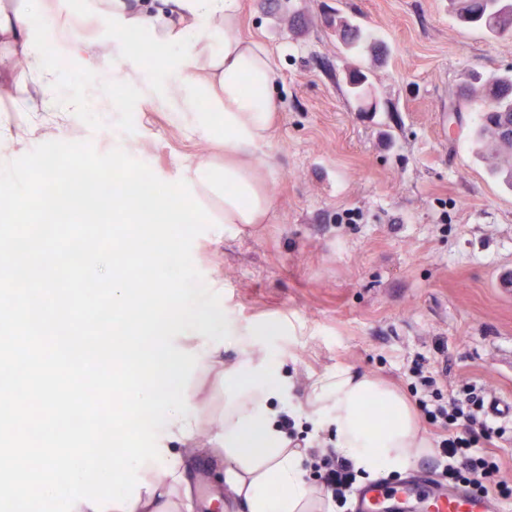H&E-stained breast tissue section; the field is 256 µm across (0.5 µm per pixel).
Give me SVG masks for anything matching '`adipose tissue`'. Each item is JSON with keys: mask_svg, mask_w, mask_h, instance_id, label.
Wrapping results in <instances>:
<instances>
[{"mask_svg": "<svg viewBox=\"0 0 512 512\" xmlns=\"http://www.w3.org/2000/svg\"><path fill=\"white\" fill-rule=\"evenodd\" d=\"M100 13L112 20V40L139 34L145 52L159 53L164 79L150 95L152 103L171 112H193L197 94L206 95L224 114V137H212L208 116H200L196 132L211 143L213 155L188 164L184 180L197 195L219 201L227 224L266 223L274 204L265 190L268 171L255 156L269 143L277 118L274 61L258 40L239 33L238 0H96ZM67 34L76 50L85 41L72 29L68 15L45 0H0V77L15 70L28 72L40 87L56 76L50 59L39 50L41 31ZM183 86L181 96L170 84ZM165 325L150 346L129 339L114 361L142 369L144 381L131 410L150 412L138 425L133 446L123 461L109 455L48 454L38 467L13 466L5 478L15 498L40 487L44 512H182L191 483L182 453L215 444L225 456L224 481L248 512H320L322 499L303 476V456L289 448L270 413L271 400L290 402V384L280 363L256 355L254 331L241 333L240 351L232 366L222 359L224 339L204 337L195 346L186 334L182 305L164 303ZM198 368L221 370L225 383L249 378L253 388L224 408L210 437L199 431L196 393L185 389L175 401L161 399L158 383ZM380 400L384 415L368 418L363 408ZM314 432L330 431L338 451L367 473L403 468L413 450L428 440L402 395L370 376L347 368L311 383L305 404L297 406ZM123 484L113 496L114 484ZM276 494H269V487Z\"/></svg>", "mask_w": 512, "mask_h": 512, "instance_id": "obj_1", "label": "adipose tissue"}]
</instances>
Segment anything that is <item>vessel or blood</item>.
Here are the masks:
<instances>
[{"label": "vessel or blood", "mask_w": 512, "mask_h": 512, "mask_svg": "<svg viewBox=\"0 0 512 512\" xmlns=\"http://www.w3.org/2000/svg\"><path fill=\"white\" fill-rule=\"evenodd\" d=\"M411 495L424 499L427 512H489L487 500L471 497L462 486L436 475L368 483L357 493L354 512H401Z\"/></svg>", "instance_id": "1"}]
</instances>
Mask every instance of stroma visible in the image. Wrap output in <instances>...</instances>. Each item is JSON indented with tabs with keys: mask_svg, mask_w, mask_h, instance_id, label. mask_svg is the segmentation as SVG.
Here are the masks:
<instances>
[{
	"mask_svg": "<svg viewBox=\"0 0 512 512\" xmlns=\"http://www.w3.org/2000/svg\"><path fill=\"white\" fill-rule=\"evenodd\" d=\"M89 42L111 46L112 21L57 0ZM240 33L275 62L279 117L257 156L270 170L268 223L212 227L192 244L205 285L238 332L270 325L256 350L283 364L295 402L311 382L342 365L406 392L405 371L422 364L443 397L482 388L486 404L512 403V186L477 157L469 130L481 105L459 99L471 75L512 70V35L460 23L451 0H239ZM338 14L384 46L370 91L377 109L359 111L344 84L352 55L325 18ZM67 57L52 91L77 99L63 132L23 133L38 87L0 97V148L11 162L41 143L91 141L122 148L162 181L210 156L195 133L198 111L224 119L207 98L174 114L112 105L111 68L90 72L69 39L45 43ZM220 459L189 453L201 477L186 512H244L212 474Z\"/></svg>",
	"mask_w": 512,
	"mask_h": 512,
	"instance_id": "1",
	"label": "stroma"
}]
</instances>
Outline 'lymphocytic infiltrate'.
Segmentation results:
<instances>
[{"mask_svg": "<svg viewBox=\"0 0 512 512\" xmlns=\"http://www.w3.org/2000/svg\"><path fill=\"white\" fill-rule=\"evenodd\" d=\"M408 378L417 410L440 434L436 472L482 494L492 489L512 491V485L500 476L498 462L487 453L496 430L484 398L475 387H466L462 394L442 404L434 390L433 376L425 374L422 367L410 368ZM316 477L325 499L342 507L354 489L358 472L350 459L329 447L322 455Z\"/></svg>", "mask_w": 512, "mask_h": 512, "instance_id": "lymphocytic-infiltrate-1", "label": "lymphocytic infiltrate"}]
</instances>
